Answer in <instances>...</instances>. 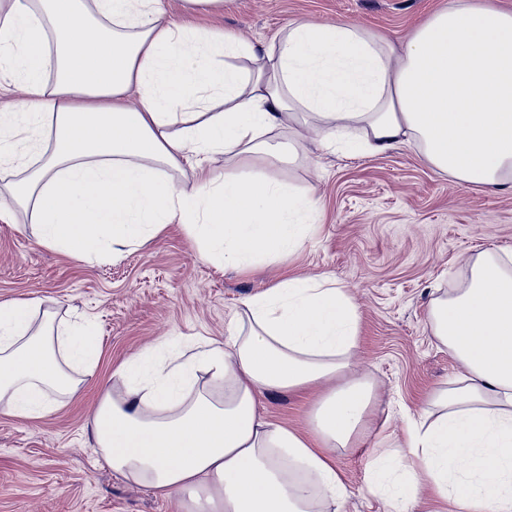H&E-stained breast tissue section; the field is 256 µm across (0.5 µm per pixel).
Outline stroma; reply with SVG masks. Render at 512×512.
I'll use <instances>...</instances> for the list:
<instances>
[{
    "mask_svg": "<svg viewBox=\"0 0 512 512\" xmlns=\"http://www.w3.org/2000/svg\"><path fill=\"white\" fill-rule=\"evenodd\" d=\"M165 18L254 44L293 21L336 22L386 34L402 45L443 0H227L186 15L163 0ZM268 174L319 202L301 248L247 271L200 261L194 241L171 226L123 259L79 261L38 243L27 212L0 221V301L40 298L63 326L86 317L99 359L78 393L46 417L0 413V512H175L171 500L128 483L97 453L87 415L113 371L141 350L222 337L242 301L294 276L336 278L360 313L356 369L376 385L362 444L336 453L347 485L343 512H388L373 489V460L402 442L405 416L462 367L427 321L439 291L459 287L462 255L512 248V192L459 185L416 145L362 156L318 147L307 134L297 158Z\"/></svg>",
    "mask_w": 512,
    "mask_h": 512,
    "instance_id": "obj_1",
    "label": "stroma"
}]
</instances>
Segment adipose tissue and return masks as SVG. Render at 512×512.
<instances>
[{"instance_id":"adipose-tissue-1","label":"adipose tissue","mask_w":512,"mask_h":512,"mask_svg":"<svg viewBox=\"0 0 512 512\" xmlns=\"http://www.w3.org/2000/svg\"><path fill=\"white\" fill-rule=\"evenodd\" d=\"M3 75L20 98L0 106V186L39 242L78 260L120 259L172 224L240 270L295 253L318 202L253 163L293 160L270 135L309 116L360 127L362 153L412 140L457 183L512 190V11L488 2L435 12L399 54L342 23L257 47L165 21L162 0H0ZM463 265L429 319L464 373L407 417L402 446L461 512H512V251ZM40 307L0 302V412L33 420L100 351L91 324L57 330ZM359 322L335 279L281 280L242 301L224 339L115 369L88 416L94 444L179 512H340L336 452L375 403L353 374ZM276 391L313 397L306 431L264 416Z\"/></svg>"}]
</instances>
